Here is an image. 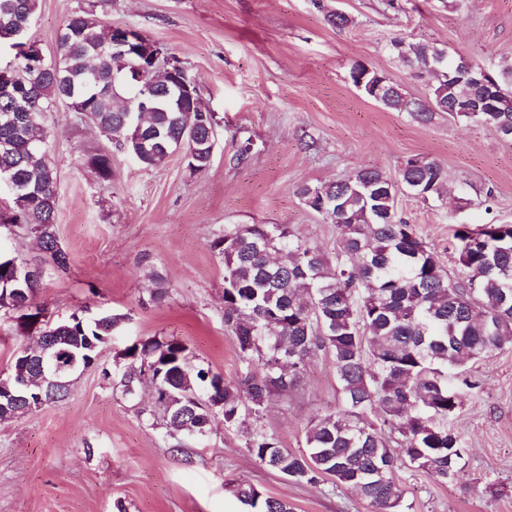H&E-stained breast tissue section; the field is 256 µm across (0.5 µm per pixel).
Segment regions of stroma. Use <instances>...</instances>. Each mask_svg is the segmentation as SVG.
<instances>
[{
  "label": "stroma",
  "mask_w": 512,
  "mask_h": 512,
  "mask_svg": "<svg viewBox=\"0 0 512 512\" xmlns=\"http://www.w3.org/2000/svg\"><path fill=\"white\" fill-rule=\"evenodd\" d=\"M81 8L176 57L217 121L212 163L194 175L178 154L142 166L66 106L46 116L44 155L59 173L56 222L71 265L45 278L37 302L53 322L124 315L103 367L139 339L175 336L191 362L236 379L242 363L224 328V263L210 243L228 224H287L333 252L336 227L305 208L295 194L301 184L366 165L397 180L408 158L436 160L446 196L426 202L399 185L396 210L453 280L461 275L457 225L512 224V142L442 112L418 122L350 80L364 63L425 98L426 78L399 57L395 39L433 42L502 69L512 64V0H38L28 39L54 56L59 29ZM337 11L349 27L327 23ZM88 152L111 154L110 182L84 164ZM154 274L168 284L158 303L148 292ZM466 376L474 387L448 420L463 439L458 474L438 484L402 467L407 512H512V348L470 361ZM151 405V387L130 400L90 370L65 402L0 421V512H242L234 489L244 481L294 512H369L347 487L290 481L245 447L247 430L259 426L284 449L306 452L308 420L340 405L326 354L310 359L298 390L261 419H216L206 437L177 451L161 426L140 416Z\"/></svg>",
  "instance_id": "1"
}]
</instances>
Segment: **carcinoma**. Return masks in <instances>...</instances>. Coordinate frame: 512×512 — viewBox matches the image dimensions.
Returning a JSON list of instances; mask_svg holds the SVG:
<instances>
[{
    "mask_svg": "<svg viewBox=\"0 0 512 512\" xmlns=\"http://www.w3.org/2000/svg\"><path fill=\"white\" fill-rule=\"evenodd\" d=\"M37 0H0V28L20 31L1 37L17 50L18 93L0 92V140L14 150L0 151V180L18 189L12 204L0 208L11 225L40 243V264L65 273L71 263L55 224V172L43 158L48 136L45 114L66 101L115 145L147 168L180 150L192 174L212 162L215 116L201 99L183 102L167 80L150 74L157 88L149 111L138 124L124 122L122 106L136 98L147 80L133 76L136 58L112 49V26L79 10L57 36L58 56L46 72L29 66L26 32ZM437 46L418 42L409 62L430 76L428 102L454 109L458 121L512 129V101L491 112H469L473 91L457 80L460 55L434 62ZM86 164L104 181L112 176V157L94 152ZM402 184L427 201L441 198L445 174L433 159H408ZM296 195L320 213L319 202L334 201L339 248L329 256L294 234L286 224H228L210 244L224 262V327L234 337L245 364L233 382L210 367L187 363L184 342L174 336L147 337L128 346L103 378L117 379L122 395L132 396L144 374L166 389L172 404L156 397V411L174 447L205 436L215 419L236 424L246 409L254 415L300 382L308 359L331 355L340 385L338 410L311 419L306 426L308 452L282 448L265 430L248 435L246 448L262 466L288 480L316 484L329 477L357 490L371 512H401L402 490L396 472L408 464L440 483L458 473L463 443L442 425L462 402V385L448 382V371L512 347V224L456 227L455 253L464 277L448 279L428 243L413 224L396 215L395 191L381 169L364 166L347 178L302 184ZM28 261L0 267V308L36 319L23 331L31 342L14 353L11 373L0 389L17 386L24 354L37 336L54 337L52 351L64 363L97 357L120 329L123 316L103 313L79 322L51 323L36 303L41 284L28 279ZM236 496L246 512H293L286 500L242 482Z\"/></svg>",
    "mask_w": 512,
    "mask_h": 512,
    "instance_id": "obj_1",
    "label": "carcinoma"
}]
</instances>
